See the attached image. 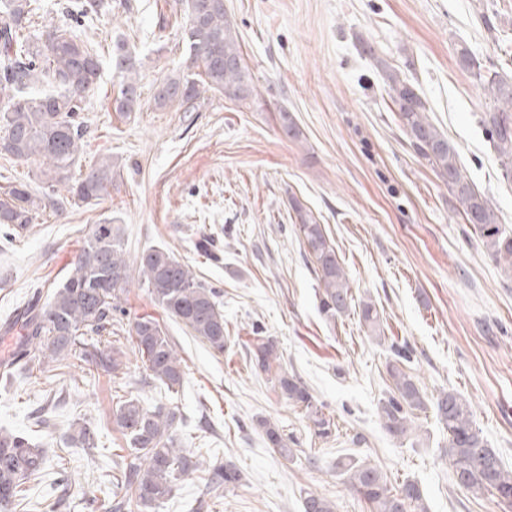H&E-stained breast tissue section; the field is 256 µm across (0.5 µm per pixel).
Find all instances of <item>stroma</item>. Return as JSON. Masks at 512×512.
Returning a JSON list of instances; mask_svg holds the SVG:
<instances>
[{"mask_svg": "<svg viewBox=\"0 0 512 512\" xmlns=\"http://www.w3.org/2000/svg\"><path fill=\"white\" fill-rule=\"evenodd\" d=\"M40 2L35 30H73L98 51L101 77L84 100L75 167L111 155L112 185L90 204L39 209L24 237L0 235V324L33 293L61 284L92 225L119 224L128 260L166 249L220 292V355L167 317L140 280H131L122 305L128 317L158 319L185 362L173 394L130 358L125 393L152 408L178 407L183 447L239 470L223 512H302L310 493L336 512H371L334 467L345 456L376 466L390 488L417 481L428 512H512L497 496L475 497L457 485L434 411L416 413L419 436L397 439L384 429L378 403L392 386L389 347L369 336L357 310L333 322L320 313L319 282L290 207L298 199L323 224L354 298L376 304L386 336L408 341L423 392L460 393L512 466V278L411 146L383 75L396 69L415 86L473 185L512 231V182L502 179L481 121L483 94L457 63L466 48L512 76V0H224L254 95L236 101L206 89L191 107L154 102L157 85L186 70L178 0H103L85 15L77 0ZM117 40L142 61V106L124 116L112 104ZM366 43L373 54L364 53ZM283 109L300 140L282 137ZM203 234L218 261L195 251ZM256 323L334 420L330 439L316 438L299 408L251 375L246 344ZM115 407L104 375L44 384L25 372L0 378V427L48 444L47 466L28 484L22 512H99L126 446ZM262 418L294 440L293 459L268 446ZM77 422L97 430L93 452L68 447ZM61 462L75 477L64 496L55 488Z\"/></svg>", "mask_w": 512, "mask_h": 512, "instance_id": "1", "label": "stroma"}]
</instances>
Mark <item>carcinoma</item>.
<instances>
[{
  "label": "carcinoma",
  "instance_id": "1",
  "mask_svg": "<svg viewBox=\"0 0 512 512\" xmlns=\"http://www.w3.org/2000/svg\"><path fill=\"white\" fill-rule=\"evenodd\" d=\"M181 2L188 21L190 66L201 69V77L198 81L183 74L168 77L154 97L155 104L187 103L199 96L201 86L238 101L251 98L252 78L224 4L217 3L199 21L197 0ZM37 10L38 0H0V98L5 101L0 109V154L39 162L41 176L52 194L62 188L71 200L89 204L108 194L112 161H103L76 180L70 177V170L83 147L75 118L86 94L100 78V61L93 45L66 29L29 32ZM112 59L122 78L113 108L122 114L136 112L141 108L137 91L140 62L119 41L112 49ZM457 61L488 98L482 122L492 131L502 176L512 182V78L486 67L465 48L459 50ZM385 80L412 146L447 185L462 207V217L478 230L496 264L512 275V234L502 228L493 207L468 179L456 147L429 120L425 102L412 83L396 70L387 71ZM40 208L28 186L18 183L0 195V228L10 239L20 236ZM291 208L322 288L321 312L334 319L356 305L361 323L375 338L386 340L381 335L376 305L370 301L355 303L348 276L322 225L297 199H291ZM134 272L147 285L151 299L173 320L214 352L224 353V310L218 301L219 291L197 280L189 265L161 248L144 250L136 266H130L120 228L95 224L70 263L62 285L46 301L29 302L3 324L6 333L16 328L20 332L15 349L0 362V373L7 376L26 367L43 376L72 357L80 369L101 371L120 389L127 375L125 348L129 343L149 376L169 390L182 386V358L158 320L139 316L126 329L112 328V313L122 311L121 296ZM389 349L393 359L387 364V373L393 388L379 402L383 427L394 437L405 439L414 433L413 412L432 408L447 433L444 448L457 483L475 496L486 491L512 496V467L503 464L477 428L469 402L445 390L427 398L405 370L412 355L407 342L393 339ZM249 365L253 375L267 377L275 391L302 410L316 437H331L334 421L308 388L283 368L275 341L259 331L251 339ZM113 417L131 448V457L120 474L123 495L104 512H153L173 496L177 480L197 472L207 478L205 498L199 501L196 512H213L216 502L224 498V488L240 481L233 465L210 464L181 447L176 429L182 417L176 410L151 409L134 397L122 401ZM258 425L268 445L282 458L294 457L291 439L284 437L278 426L266 419L259 420ZM67 440L74 448H97L96 432L86 423L76 424ZM46 447L48 444L36 443L23 433L0 428V512L21 505L25 485L46 467ZM336 468L372 512H427L416 482L407 481L394 491L381 472L367 462L340 460ZM302 506L303 512H335L330 500L315 494L307 495Z\"/></svg>",
  "mask_w": 512,
  "mask_h": 512
}]
</instances>
